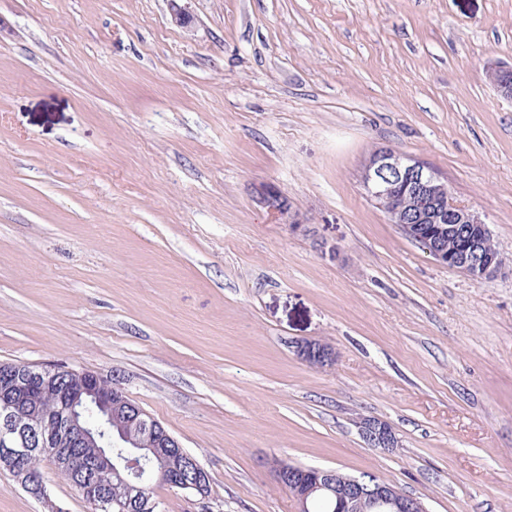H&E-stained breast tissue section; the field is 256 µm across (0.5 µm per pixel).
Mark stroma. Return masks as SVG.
<instances>
[{
    "label": "stroma",
    "mask_w": 512,
    "mask_h": 512,
    "mask_svg": "<svg viewBox=\"0 0 512 512\" xmlns=\"http://www.w3.org/2000/svg\"><path fill=\"white\" fill-rule=\"evenodd\" d=\"M181 5L0 0V363L116 377L210 477L160 512H295L274 458L512 512V0ZM379 146L482 214L497 275L390 223ZM256 201L275 217L288 216V224L292 228L300 229L307 225L299 212L293 209L288 197L273 185H264L258 192ZM359 431L370 448L390 450L398 447L396 434L386 422L364 418L359 422Z\"/></svg>",
    "instance_id": "stroma-1"
}]
</instances>
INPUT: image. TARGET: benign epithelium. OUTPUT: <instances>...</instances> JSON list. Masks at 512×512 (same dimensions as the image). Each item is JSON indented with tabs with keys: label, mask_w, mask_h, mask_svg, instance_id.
<instances>
[{
	"label": "benign epithelium",
	"mask_w": 512,
	"mask_h": 512,
	"mask_svg": "<svg viewBox=\"0 0 512 512\" xmlns=\"http://www.w3.org/2000/svg\"><path fill=\"white\" fill-rule=\"evenodd\" d=\"M498 93L512 100V68L495 67ZM362 182L370 199L386 210L390 221L432 258L473 281L496 275L504 261L485 249L489 227L481 215L448 191V181L422 161L389 147L373 150L365 159ZM259 205L275 216L288 217L295 229L307 225L288 197L273 185L256 196ZM459 248L448 252V239ZM59 405L50 410L30 400L32 392L58 385V366L0 363V467L10 471L21 487L51 512H63L51 498L44 474L28 467L37 455L49 459L57 474L71 477L72 486L94 507L112 509V449L123 455L125 493L142 492L145 466L155 462L158 473L176 477V488L201 492L208 474L195 458L143 408L133 403L118 381L90 371L69 369ZM360 435L370 448L398 447L392 427L364 418ZM80 448H94L87 458ZM279 484L296 486L298 512H309L317 493L335 496L343 512H427L415 497L399 493L373 476L343 477L338 471L273 463Z\"/></svg>",
	"instance_id": "benign-epithelium-1"
}]
</instances>
